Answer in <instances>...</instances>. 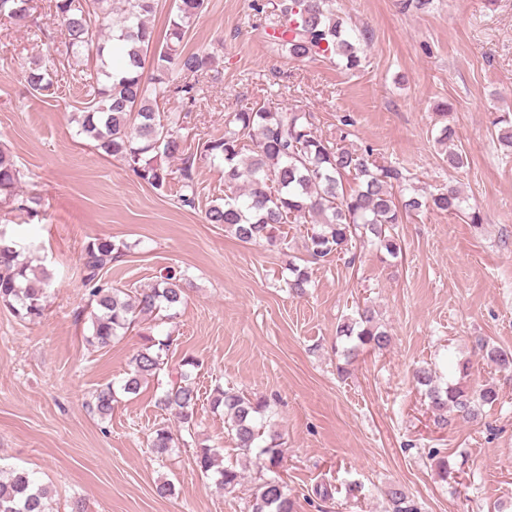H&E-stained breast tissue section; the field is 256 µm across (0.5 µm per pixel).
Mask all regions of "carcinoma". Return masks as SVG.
<instances>
[{
  "mask_svg": "<svg viewBox=\"0 0 512 512\" xmlns=\"http://www.w3.org/2000/svg\"><path fill=\"white\" fill-rule=\"evenodd\" d=\"M106 0H51L49 9L64 28V49L51 54L26 71L29 90L43 94L53 89L58 67L85 51H95V64L86 75L87 101L81 107L79 133L94 142L103 156L119 157L141 182L161 189L173 171L162 161H178L182 194L180 201L195 206L193 171L197 158L224 162V185L232 192L224 203L213 204L205 212L209 224H222L243 243L278 246L281 226L306 217L316 228L307 236L304 264L289 263L288 288L296 295L311 283L310 264L331 255H349L353 263V243L365 239L392 257L402 252L395 226L403 217L424 207L433 211L465 216L478 224L481 216L453 185L422 199L418 193L396 192L410 181L402 169L382 165L372 159L373 149L349 148L316 134L313 116L297 107H272L256 103L242 107L225 120L224 136L197 144L199 152L185 146L180 133L181 114L166 110L173 97L196 102L198 82L173 77H201L211 70V52L186 53L184 39L194 20L205 9V0H174L165 38H157L149 23L158 0H118L112 30L124 43L121 66L109 71L101 44L100 16ZM36 6L30 0H0V17L16 22L33 17ZM273 39L288 56L296 59H325L354 71L361 67V46L368 45L373 33L357 27L336 14L334 0H280L279 21L272 28ZM494 135L501 148L512 152V115L505 113L494 123ZM357 180L348 189L347 177ZM21 171L14 157L0 149V195L16 199ZM125 244L107 237L96 238L85 248L84 268L90 293L91 335L88 344L107 348L112 341L135 326L163 319V313L177 311L185 301L183 275L166 270L154 284L127 292L99 283L98 276ZM50 277L31 269L16 245L0 237V305L17 317L36 321L46 310ZM342 343V356L349 363L364 351L385 349L391 336L375 321L372 310L357 308L336 327ZM173 338H152L132 359L133 368L121 385L128 394L139 391L143 381L154 378L166 365ZM488 361L501 371L512 372V352L477 340ZM179 378L162 389L155 405L170 414L188 434H193L199 400L189 369L198 367L193 358L182 360ZM413 380L424 388V395L435 416V424L448 427L457 418L475 419L480 408L493 406L499 392L493 384L468 388L462 383L437 382L436 372L420 367ZM116 401L114 385L96 390L92 409L100 418L112 414ZM211 406L224 411V424L236 441L239 453H252L271 470L281 463L280 436L266 430L269 410L266 399L248 397L233 388L217 384ZM174 443L170 428H156L150 439L151 452L165 457ZM195 466L204 474L216 475V482L227 492L242 486L243 472L233 465L218 463L214 449L196 446ZM391 512H418L403 489L391 485L385 491ZM0 512H54L52 490L32 473L16 469L0 471ZM248 512H296L287 487L273 476L255 487L248 499Z\"/></svg>",
  "mask_w": 512,
  "mask_h": 512,
  "instance_id": "cac0c4a2",
  "label": "carcinoma"
}]
</instances>
